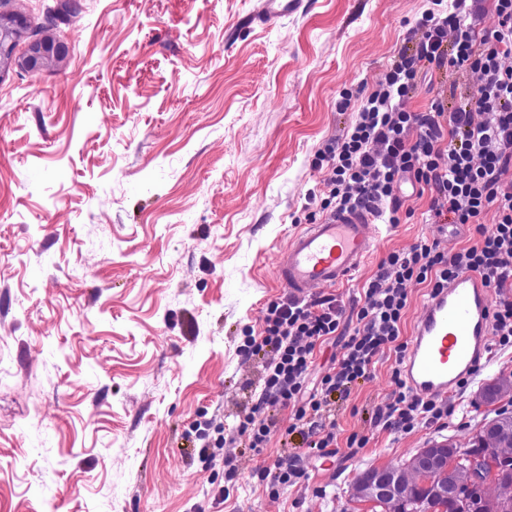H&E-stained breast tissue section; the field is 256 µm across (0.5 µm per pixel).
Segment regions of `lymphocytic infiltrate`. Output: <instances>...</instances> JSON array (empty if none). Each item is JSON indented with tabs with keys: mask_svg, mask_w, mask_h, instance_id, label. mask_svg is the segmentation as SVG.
Masks as SVG:
<instances>
[{
	"mask_svg": "<svg viewBox=\"0 0 512 512\" xmlns=\"http://www.w3.org/2000/svg\"><path fill=\"white\" fill-rule=\"evenodd\" d=\"M449 2L447 10L427 11L409 29L407 45L359 106H352L351 94L341 97L338 110L352 108L356 115L320 161L336 209L382 204L404 181L430 191L434 223L472 225V243L445 252L424 240L389 253L364 286L365 301L342 354L315 390L306 386L315 348L335 336L345 314L336 297L271 302L262 339L247 338L241 347L245 357L263 360L257 410L290 409L286 435H299L307 455L318 459L330 457L336 445L329 416L335 400L347 398L357 380L371 378L384 350L406 356L401 322L411 283L434 291L458 273H478L495 297L498 343L512 346V0H492L497 22L488 30L480 27L482 0ZM428 65L477 73L480 83L456 108L438 98L428 111H411L408 103ZM489 209L496 219L482 223ZM392 380L398 393L378 414L385 429L407 434L419 421L434 423L451 413L446 402L411 394L400 368H393Z\"/></svg>",
	"mask_w": 512,
	"mask_h": 512,
	"instance_id": "1",
	"label": "lymphocytic infiltrate"
}]
</instances>
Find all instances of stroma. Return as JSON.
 Returning <instances> with one entry per match:
<instances>
[{"label": "stroma", "instance_id": "1", "mask_svg": "<svg viewBox=\"0 0 512 512\" xmlns=\"http://www.w3.org/2000/svg\"><path fill=\"white\" fill-rule=\"evenodd\" d=\"M431 6L300 0L265 25L263 0H0L72 46L0 78V512H374L355 498L362 471L468 447L512 413V389L479 398L512 376V347L492 345L443 423L383 429L387 351L336 405L335 469L271 498L258 472L294 451L287 411L261 454L236 434L263 376L240 347L286 295L288 241L322 213L318 155L354 118L336 104L371 91ZM395 195L399 223L374 225L373 252L330 290L345 307L390 252L471 243V225L429 223L428 197ZM218 424L215 459L196 437ZM355 433L365 447H346Z\"/></svg>", "mask_w": 512, "mask_h": 512}]
</instances>
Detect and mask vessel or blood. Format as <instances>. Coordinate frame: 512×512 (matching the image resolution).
Masks as SVG:
<instances>
[{
    "mask_svg": "<svg viewBox=\"0 0 512 512\" xmlns=\"http://www.w3.org/2000/svg\"><path fill=\"white\" fill-rule=\"evenodd\" d=\"M296 0H264L260 19L292 12ZM375 214L367 208L335 211L295 234L279 263L282 288L291 296L344 281L371 253ZM490 293L482 278L463 272L429 294L403 361L406 387L427 399H444L484 366L492 327Z\"/></svg>",
    "mask_w": 512,
    "mask_h": 512,
    "instance_id": "vessel-or-blood-1",
    "label": "vessel or blood"
}]
</instances>
